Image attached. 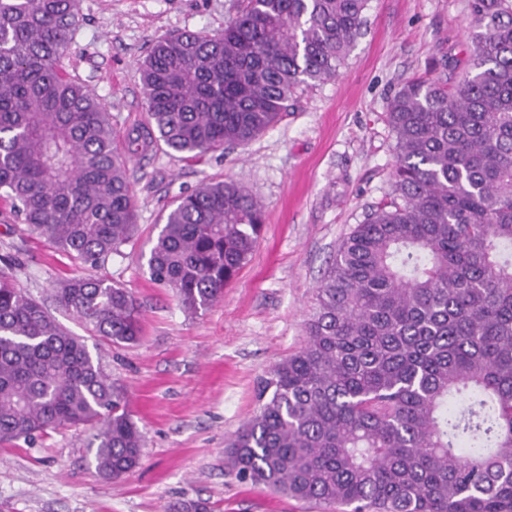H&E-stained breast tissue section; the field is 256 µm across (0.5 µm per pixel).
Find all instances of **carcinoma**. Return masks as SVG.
Returning a JSON list of instances; mask_svg holds the SVG:
<instances>
[{
    "label": "carcinoma",
    "instance_id": "cac0c4a2",
    "mask_svg": "<svg viewBox=\"0 0 512 512\" xmlns=\"http://www.w3.org/2000/svg\"><path fill=\"white\" fill-rule=\"evenodd\" d=\"M369 0H241L217 34L156 39L141 68L149 146L196 158L272 127L295 90L335 76ZM464 79L389 100L392 190L344 237L303 348L265 381L227 452L236 473L349 512H512V0H469ZM80 0H0V197L85 273L56 301L96 336L137 342L132 292L91 274L137 230L108 112L62 65ZM152 282L210 306L258 241L261 204L233 181L181 197ZM97 428L118 479L144 435L100 359L0 264V442Z\"/></svg>",
    "mask_w": 512,
    "mask_h": 512
}]
</instances>
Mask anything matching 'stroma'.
Instances as JSON below:
<instances>
[{
	"mask_svg": "<svg viewBox=\"0 0 512 512\" xmlns=\"http://www.w3.org/2000/svg\"><path fill=\"white\" fill-rule=\"evenodd\" d=\"M237 8L238 0H81L63 64L109 112L116 146L146 122L138 66L154 38L222 30ZM365 17L337 76L299 87L278 123L252 141L196 160L159 148L128 161L138 232L95 274L137 299L139 342L88 336L57 305L56 288L79 267L24 232L0 200V257L15 261L20 285L85 338L145 436L140 465L118 480L97 472L90 426L0 443V512H174L193 501L212 512H328L240 479L225 447L257 412L271 368L305 345L339 242L391 191L390 96L417 76L463 73L472 33L468 0H369ZM222 180L260 202L264 224L223 296L190 312L150 281L145 255L179 197Z\"/></svg>",
	"mask_w": 512,
	"mask_h": 512,
	"instance_id": "obj_1",
	"label": "stroma"
}]
</instances>
